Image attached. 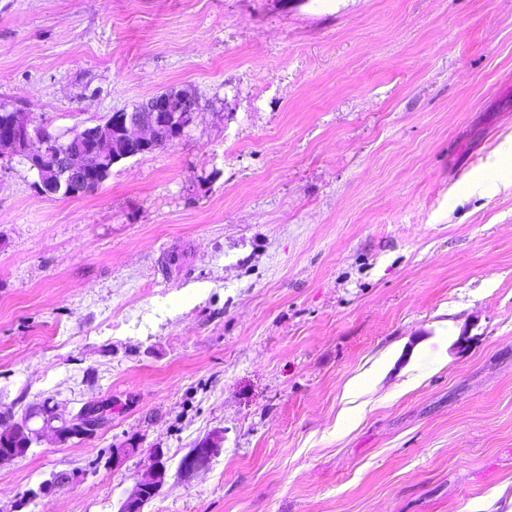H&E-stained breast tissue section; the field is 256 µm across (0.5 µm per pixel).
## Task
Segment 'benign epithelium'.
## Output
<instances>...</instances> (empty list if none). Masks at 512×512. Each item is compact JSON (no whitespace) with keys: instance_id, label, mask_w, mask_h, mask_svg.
I'll use <instances>...</instances> for the list:
<instances>
[{"instance_id":"obj_1","label":"benign epithelium","mask_w":512,"mask_h":512,"mask_svg":"<svg viewBox=\"0 0 512 512\" xmlns=\"http://www.w3.org/2000/svg\"><path fill=\"white\" fill-rule=\"evenodd\" d=\"M181 99V107L174 111L170 94H157L129 111L112 113L102 124L59 137L60 147L54 145L49 131L37 125L30 113L21 108L11 124L0 128V151L6 150L27 162L35 173L34 188L38 192L68 196L73 186L87 175L100 174L109 161L150 154L180 139L199 110L196 95H183ZM55 413L75 424L79 440L95 436L109 421V409L101 406H86L81 416L73 419L58 409ZM8 432L24 437L30 448L39 443L45 433L54 434L56 430L32 428L25 418L15 421ZM217 448L216 441L207 440L187 458L186 468L193 471L203 467L215 456ZM162 454V449L156 450L146 473L123 500L120 512H142L147 494L160 492L167 476V469L158 463Z\"/></svg>"}]
</instances>
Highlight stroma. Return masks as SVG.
Wrapping results in <instances>:
<instances>
[{
    "label": "stroma",
    "mask_w": 512,
    "mask_h": 512,
    "mask_svg": "<svg viewBox=\"0 0 512 512\" xmlns=\"http://www.w3.org/2000/svg\"><path fill=\"white\" fill-rule=\"evenodd\" d=\"M171 87L193 124L90 194L0 155V408L112 407L0 512H118L156 448L143 512H512V0H0L51 133Z\"/></svg>",
    "instance_id": "stroma-1"
}]
</instances>
